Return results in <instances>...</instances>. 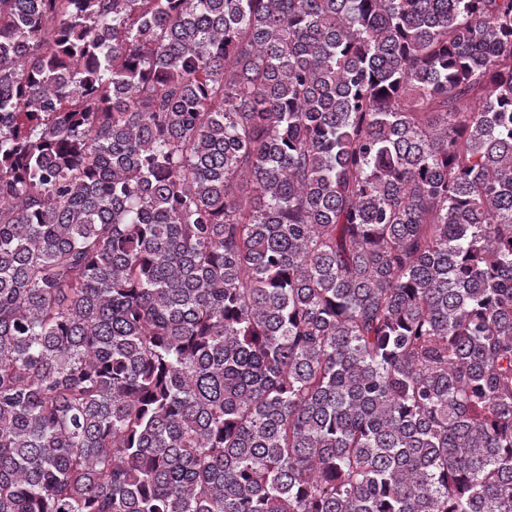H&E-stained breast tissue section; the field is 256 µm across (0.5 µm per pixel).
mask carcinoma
Here are the masks:
<instances>
[{"mask_svg":"<svg viewBox=\"0 0 512 512\" xmlns=\"http://www.w3.org/2000/svg\"><path fill=\"white\" fill-rule=\"evenodd\" d=\"M0 512H512V0H0Z\"/></svg>","mask_w":512,"mask_h":512,"instance_id":"cac0c4a2","label":"carcinoma"}]
</instances>
